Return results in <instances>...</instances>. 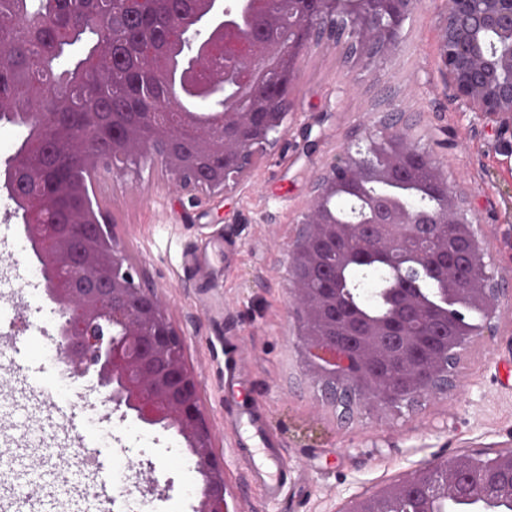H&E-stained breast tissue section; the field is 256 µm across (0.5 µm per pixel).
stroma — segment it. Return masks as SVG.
<instances>
[{
  "label": "stroma",
  "mask_w": 512,
  "mask_h": 512,
  "mask_svg": "<svg viewBox=\"0 0 512 512\" xmlns=\"http://www.w3.org/2000/svg\"><path fill=\"white\" fill-rule=\"evenodd\" d=\"M448 0H421L405 21L400 47L371 69L347 63L345 49L325 46L305 58L290 96L281 139L256 149V163L227 195L174 193L158 164L125 174L103 172L89 194L138 267L161 295L197 380L201 410L224 463L230 512H341L353 496L377 493L410 471L476 451L512 448V128L459 111L441 70L440 35ZM400 118L411 138L438 162L471 208L482 260L507 295L494 318L461 353L459 382L411 406L378 410L332 401L299 347L290 305L289 246L314 180L361 142L366 129ZM22 228L0 190V334L11 312L30 326L24 357L30 372L67 402L82 400L80 428L59 438V413L13 410V384L0 372V512H84V488L63 491L57 475L83 477L85 446L108 454L112 471L135 468L154 480L152 512H192L201 475L175 461L185 443L175 430L148 428L112 414L103 439L96 416L103 391L93 376L60 380L47 364L57 345L59 313L41 287L31 248L17 249ZM252 407L297 476L268 496L246 459L255 443L236 419ZM44 446L58 448L41 456Z\"/></svg>",
  "instance_id": "1"
}]
</instances>
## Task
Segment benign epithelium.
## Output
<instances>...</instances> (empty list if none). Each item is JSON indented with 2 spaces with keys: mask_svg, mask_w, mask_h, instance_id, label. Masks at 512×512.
<instances>
[{
  "mask_svg": "<svg viewBox=\"0 0 512 512\" xmlns=\"http://www.w3.org/2000/svg\"><path fill=\"white\" fill-rule=\"evenodd\" d=\"M153 0H112V11L95 15L103 28L118 22L128 8ZM192 31L180 38L186 59L197 69L214 68L224 59V111L181 112L163 105L137 112L128 124L118 112H44L23 123L27 135L14 159L0 169V186L15 203L25 238L41 263L46 298L59 307L56 357L72 378L92 375L106 390V402L122 416L147 427L174 429L185 442L195 469L203 477L193 512H229L224 491V463L213 451L214 434L203 419L198 385L187 368L180 338L162 299L135 280L137 268L112 227L99 220L86 181L114 159L128 164L158 162L178 192L206 190L223 194L229 181L247 174L242 160L256 144L274 143L288 112L280 96L302 59L313 47L329 44L331 25L350 20L358 44L354 59L373 65L399 47L403 26L418 0H187ZM138 56L146 67L142 92L158 83L170 66L168 42L148 41ZM441 69L463 112H479L498 124L512 125V0H448L441 29ZM51 147L69 166L57 183L63 193L85 197L84 210L70 224H53L49 212L55 195L42 187L41 151ZM373 156L339 159L330 174L315 181L299 243L289 249V300L301 324V351L313 372L331 388H346L370 408L393 409L437 394L448 378L449 364L470 343L471 334L448 342L433 333V322L448 318V298L458 291L448 281V254L421 251L423 263L435 265L446 288L435 308L411 320L410 295L397 299L395 313L366 320L355 314L348 332L336 333V292L307 288L298 271H317L323 242L347 236L336 222V197L342 176L352 186L387 179L398 170L412 172L417 160L431 156L400 149L396 131L370 140ZM436 200L432 217L419 209L379 208L380 236L397 247L411 224H433L454 217L448 236L479 252L468 209L443 173L427 185ZM492 275L466 284L469 303L488 317L496 313L501 291L488 287ZM397 381L382 388V373ZM478 473L480 484L498 491H457L434 485L418 495L413 512H512V448L451 460L449 472ZM415 473L370 496L353 497L341 512H401L400 500Z\"/></svg>",
  "mask_w": 512,
  "mask_h": 512,
  "instance_id": "1",
  "label": "benign epithelium"
}]
</instances>
